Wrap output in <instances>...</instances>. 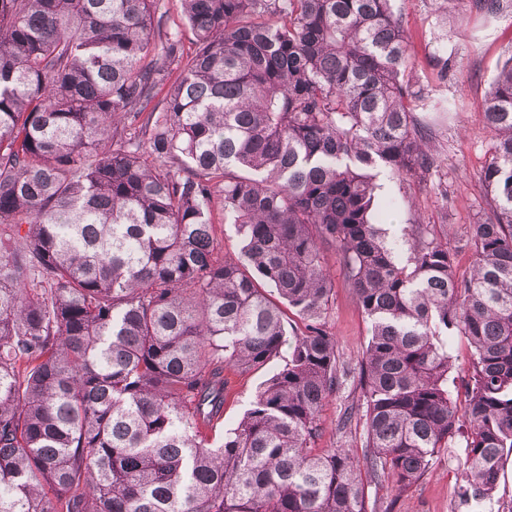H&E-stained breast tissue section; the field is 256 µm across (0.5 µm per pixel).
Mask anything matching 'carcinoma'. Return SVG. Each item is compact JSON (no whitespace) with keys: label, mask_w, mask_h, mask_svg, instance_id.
Instances as JSON below:
<instances>
[{"label":"carcinoma","mask_w":512,"mask_h":512,"mask_svg":"<svg viewBox=\"0 0 512 512\" xmlns=\"http://www.w3.org/2000/svg\"><path fill=\"white\" fill-rule=\"evenodd\" d=\"M392 2L181 0L186 57L159 0H0V512H368L369 485L405 492L459 440L461 496L493 501L512 453V56L484 102L461 278L434 225L391 238L378 210L372 170L436 168ZM328 248L370 325L338 420L362 425L358 449L315 447L350 374ZM451 336L470 349L455 392ZM285 346L213 445L224 372ZM211 219L214 223L215 237L221 247L220 256L226 259H236L241 245L235 226L233 224H224L223 214L220 209L214 210Z\"/></svg>","instance_id":"cac0c4a2"}]
</instances>
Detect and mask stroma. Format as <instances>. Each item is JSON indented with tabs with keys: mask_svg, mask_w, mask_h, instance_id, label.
I'll return each mask as SVG.
<instances>
[{
	"mask_svg": "<svg viewBox=\"0 0 512 512\" xmlns=\"http://www.w3.org/2000/svg\"><path fill=\"white\" fill-rule=\"evenodd\" d=\"M393 6L410 34L406 77L425 95L428 109L422 117L434 128L432 147L439 167L421 183L377 170L378 203L388 207L387 221L393 231H401L418 217L427 224L443 225L448 247L456 252L464 273L471 262L465 247L467 229L484 206L480 173L490 138L482 106L500 65L512 56V10L486 18L471 0H393ZM438 53L448 56L447 73H440L431 61ZM437 103L449 105V112L434 111ZM330 273L335 288L325 322L342 361L352 368L362 357L369 326L338 266H331ZM283 363L279 357L257 371L229 373L224 418L213 441L235 428L256 389ZM462 455V449H449L408 492L401 494L384 484L369 487V498L393 503L394 512H474L473 505L457 494Z\"/></svg>",
	"mask_w": 512,
	"mask_h": 512,
	"instance_id": "stroma-1",
	"label": "stroma"
}]
</instances>
